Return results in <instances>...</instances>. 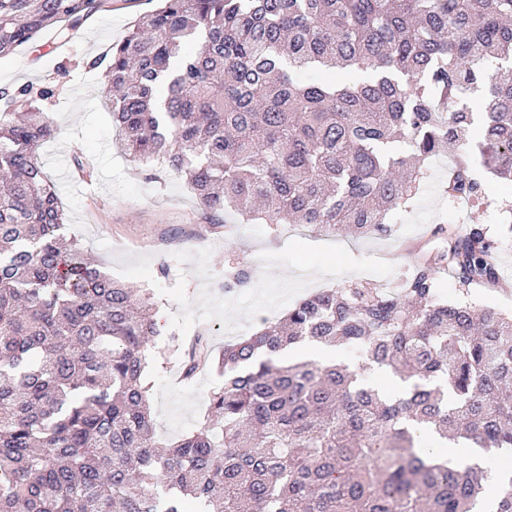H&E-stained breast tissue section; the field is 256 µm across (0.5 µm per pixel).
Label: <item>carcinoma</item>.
Instances as JSON below:
<instances>
[{"mask_svg": "<svg viewBox=\"0 0 512 512\" xmlns=\"http://www.w3.org/2000/svg\"><path fill=\"white\" fill-rule=\"evenodd\" d=\"M105 4L0 0V54L49 27L67 39ZM104 85L130 160L181 177L215 229L233 211L384 234L473 128L448 199L489 204L478 158L512 182V0H161L112 44ZM54 95L0 93V512H473L487 470L423 457L417 431L512 448V316L437 294L445 267L464 288L499 281L486 227L448 234L396 290H322L218 353L173 344L185 381L208 366L224 383L204 425L162 446L156 305L62 233L37 157ZM301 343L363 363L283 359Z\"/></svg>", "mask_w": 512, "mask_h": 512, "instance_id": "carcinoma-1", "label": "carcinoma"}]
</instances>
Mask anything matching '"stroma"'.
<instances>
[{"mask_svg": "<svg viewBox=\"0 0 512 512\" xmlns=\"http://www.w3.org/2000/svg\"><path fill=\"white\" fill-rule=\"evenodd\" d=\"M157 0H112L80 21L70 39L54 30L0 56V89L55 84L47 110L56 128L38 151L67 215L66 233L97 260L112 279L150 289L163 315V334L147 346V358L172 337L204 334L214 349L251 335L262 321L278 320L298 300L326 288L400 285L422 256L438 247L444 230L459 223L497 229L512 214L483 206L454 210L442 190L460 144L434 156L412 208L396 212L385 235H336L306 224H241L227 215L222 232L201 217L183 179L159 185L121 151L103 93V68H88L128 27L149 14ZM93 163V179H73L74 155ZM167 274H160V263ZM247 269L250 282L227 287L231 271ZM440 295L467 297L480 308L512 313V281L462 293L455 272L438 278ZM155 434L170 443L200 425L209 395L221 379L202 370L192 383L177 365L148 370Z\"/></svg>", "mask_w": 512, "mask_h": 512, "instance_id": "35a3bbf8", "label": "stroma"}]
</instances>
